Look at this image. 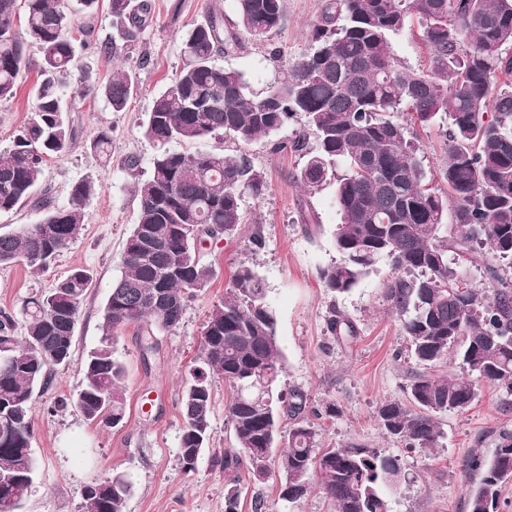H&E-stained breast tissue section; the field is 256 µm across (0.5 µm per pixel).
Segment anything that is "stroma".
<instances>
[{
	"label": "stroma",
	"mask_w": 512,
	"mask_h": 512,
	"mask_svg": "<svg viewBox=\"0 0 512 512\" xmlns=\"http://www.w3.org/2000/svg\"><path fill=\"white\" fill-rule=\"evenodd\" d=\"M153 5V22L131 48L125 47L120 22L107 6L80 19L91 45L80 49L79 59L91 77L105 81L118 65L134 74L138 90L122 112L112 111L97 95L72 97L68 120L74 143L68 152L48 158L39 188L56 207L67 204L71 185L81 179L93 178L101 189L86 207L78 238L52 269L36 273L21 263L0 265V310L16 316L27 298L50 291L72 271L84 269L93 276L80 310L71 363L56 370L47 391L35 394L32 447L37 475L21 512H78L84 487L115 473L129 474L132 480L125 512H224L227 480L209 456H202L190 473L179 465L180 399L203 325L243 262L256 266L277 313V334L286 356L282 389L301 390L309 406L332 400L340 409L336 416L315 418L321 445L354 441L399 456L402 481L389 497L390 512H468L467 462L475 454L490 455L501 428L512 430V404L496 387L483 383L465 411L441 416L440 448L408 450L387 437L378 407L402 397L404 370L413 363L408 339L384 299L393 271L383 261L348 293L334 295L323 288L318 271L338 258L332 239L338 222L336 179L303 188L298 181L302 159L291 152L270 153L262 141L244 150L264 172L266 190L258 199L244 197L245 222L238 234L201 249L215 276L189 301L181 324L159 334V351L147 365L141 360L136 327L118 336L117 353L127 370L123 426L92 428L71 407L46 414L55 400L75 397L82 383L80 365L103 335L102 309L136 222L134 185L148 178L156 150L142 126L154 97L172 84L184 64L182 36L209 12L234 17V0H153ZM322 6L323 0H284L282 29L265 41H245L239 51L218 56V64L243 72L254 92L266 90L278 79L279 62L293 63L310 51ZM106 43L114 45V55L101 52ZM27 58L16 97L0 102V150L11 146L17 131L34 116L30 90L37 79L38 49L29 48ZM103 130L112 134L105 155L93 147ZM131 156L139 160L134 171L125 165ZM304 211L315 214L316 224L301 223ZM256 228L265 246L252 254L246 244ZM333 309L355 325L357 337L351 344L337 342L327 332ZM75 431L83 439L72 448L67 440ZM238 478V512H254L258 500L263 512H334L321 491L289 504L280 500L276 479L254 482L244 468Z\"/></svg>",
	"instance_id": "stroma-1"
}]
</instances>
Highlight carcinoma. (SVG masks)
<instances>
[{
  "label": "carcinoma",
  "mask_w": 512,
  "mask_h": 512,
  "mask_svg": "<svg viewBox=\"0 0 512 512\" xmlns=\"http://www.w3.org/2000/svg\"><path fill=\"white\" fill-rule=\"evenodd\" d=\"M235 9L229 26L211 12L186 31V63L153 100L144 125L156 145L151 175L135 186L137 222L104 307V334L80 366L82 386L72 404L91 426L125 422L118 333L137 326L142 359L149 361L158 350L156 333L176 328L189 298L215 274L201 261L200 247L237 234L244 195L258 198L266 189L264 172L246 154L191 155L171 144L207 136L252 143L302 113L304 130L289 141H269L271 152L302 155L300 182L308 188L320 186L337 162L347 167L336 180L338 259L319 270L322 287L348 292L381 261L390 262L396 275L385 298L410 340L415 367L406 371L405 398L382 402L377 416L386 435L405 447L437 448L440 415L464 411L479 383L512 397V53L505 51L512 47V0H327L312 51L283 68L262 95L216 57L241 48L245 35L262 40L280 29L282 0H235ZM109 10L122 21L128 45L153 20L152 0H109ZM414 20L427 51L422 69L393 47ZM72 32L69 0H0V101L16 96L27 45L41 52L34 117L0 150V212L33 200L46 159L70 149L67 95L100 94L122 112L137 92L128 71L95 85L78 65ZM434 124L445 127L444 161L428 171L411 126ZM99 190L85 178L71 186L65 207L47 196L37 201L40 222L0 233V265L48 271L75 242L86 204ZM478 246L499 261L484 269L496 284L488 291L458 285L460 259ZM92 281L86 270H75L50 292L28 298L21 336L14 316L0 311V512H19L34 483L35 392L49 388L55 368L71 361ZM326 326L340 342L357 335L334 310ZM450 359L461 371H438ZM284 373L265 281L242 263L204 323L200 354L185 380L181 469L195 471L209 447L213 385L221 380L233 391L227 417L238 448L211 454L213 466L232 473L225 512H237L233 472L244 464L253 481H267L280 437L281 500L297 503L317 485L336 512H390L388 492L402 480L399 458L358 443L318 447L309 416L334 415L336 403L306 413L301 391L286 397L279 390ZM283 416L288 430L280 436ZM467 467L479 475L469 512H499L501 488L512 480V431L500 432L492 457L474 455ZM131 488L122 473L91 482L79 512H124Z\"/></svg>",
  "instance_id": "obj_1"
}]
</instances>
